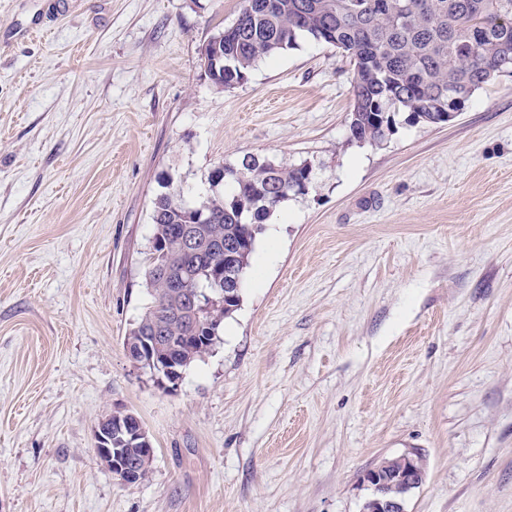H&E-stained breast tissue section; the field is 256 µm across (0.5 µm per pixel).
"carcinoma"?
<instances>
[{"label":"carcinoma","instance_id":"obj_1","mask_svg":"<svg viewBox=\"0 0 512 512\" xmlns=\"http://www.w3.org/2000/svg\"><path fill=\"white\" fill-rule=\"evenodd\" d=\"M240 25L230 36L214 34L202 51L206 77L220 89L229 88L224 65L241 80L259 60L298 45L307 37L336 48L353 66L352 109L348 141L379 144L398 130V116L413 124L437 125L444 112H460L473 94L502 73L512 74V0H244ZM307 162L277 165L254 155L242 158L236 170L209 189L198 202L185 198L182 188L158 195L153 202L152 246L144 263L150 302L125 336L138 340L153 335L166 322L170 336L197 334L193 345L200 358L213 345L224 319L237 310L242 278L256 237L268 217L291 197L307 195ZM202 212L206 263L224 266L233 288L216 307L205 311L212 333L194 332L188 325L158 316V308L175 300L179 289L150 275L161 264L186 281L190 291L200 282V258L183 255L176 229ZM239 243V261H226L214 250L217 242Z\"/></svg>","mask_w":512,"mask_h":512}]
</instances>
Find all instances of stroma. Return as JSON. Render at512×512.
I'll return each mask as SVG.
<instances>
[{
	"label": "stroma",
	"instance_id": "obj_1",
	"mask_svg": "<svg viewBox=\"0 0 512 512\" xmlns=\"http://www.w3.org/2000/svg\"><path fill=\"white\" fill-rule=\"evenodd\" d=\"M242 0H0V512H512V76L438 126L347 140L352 67L310 39L215 87ZM313 165L177 390L128 358L155 198L213 165ZM270 251L261 268L258 255ZM141 419L149 477L94 431ZM112 426L109 428L104 427L101 423L95 430L96 453L101 461L107 468L112 470L117 476L122 478L125 484H136L144 481L150 471L151 464L142 460L143 465L146 464L144 470L141 472V480L135 482L138 478V471L136 470L137 464L135 459L129 458L128 455L122 450L128 448L123 443H118L120 448H107L109 443V434L112 430V442L116 436L124 435L127 437V442L133 448H141V451L152 456L153 448L152 442L148 432L144 428L140 418L129 411L112 412ZM136 450V456H142V452ZM403 456L406 468L401 475L389 477L377 469H370L363 475L362 485L371 490L363 512H405V494L423 484L426 471L415 464L420 456L418 452L411 451Z\"/></svg>",
	"mask_w": 512,
	"mask_h": 512
}]
</instances>
